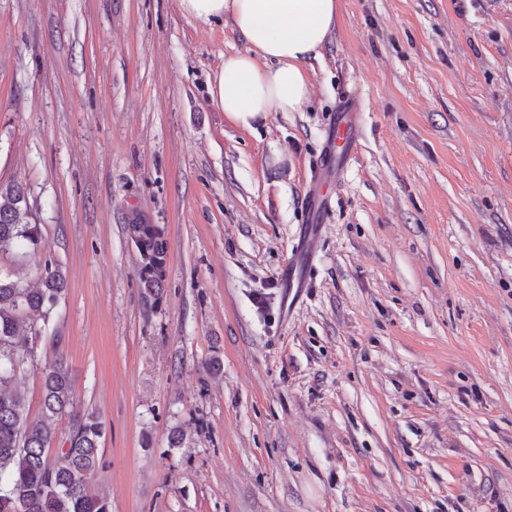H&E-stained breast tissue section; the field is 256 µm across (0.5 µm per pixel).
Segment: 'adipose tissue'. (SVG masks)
<instances>
[{
  "instance_id": "ef3b65f1",
  "label": "adipose tissue",
  "mask_w": 512,
  "mask_h": 512,
  "mask_svg": "<svg viewBox=\"0 0 512 512\" xmlns=\"http://www.w3.org/2000/svg\"><path fill=\"white\" fill-rule=\"evenodd\" d=\"M182 13L207 24L221 18L245 42L210 84L226 120L243 128L274 112H299L309 99L307 63L327 43L338 0H179Z\"/></svg>"
}]
</instances>
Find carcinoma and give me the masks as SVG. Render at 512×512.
<instances>
[{
  "instance_id": "cac0c4a2",
  "label": "carcinoma",
  "mask_w": 512,
  "mask_h": 512,
  "mask_svg": "<svg viewBox=\"0 0 512 512\" xmlns=\"http://www.w3.org/2000/svg\"><path fill=\"white\" fill-rule=\"evenodd\" d=\"M25 188L20 182L0 185V252L38 249L40 230L29 221ZM126 232L140 255L139 280L156 297L165 276L167 245L158 224L130 220ZM67 289L60 265L47 260L40 286L0 277V512H110L103 497L89 491L88 480L101 468L103 423L93 413L73 409L74 379L61 354L42 370L43 407L29 419L16 388L17 378L33 363L31 349L19 336L31 320L48 323ZM68 412L71 427L66 447L50 454L56 419Z\"/></svg>"
}]
</instances>
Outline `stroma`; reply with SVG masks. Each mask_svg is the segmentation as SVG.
<instances>
[{
    "instance_id": "35a3bbf8",
    "label": "stroma",
    "mask_w": 512,
    "mask_h": 512,
    "mask_svg": "<svg viewBox=\"0 0 512 512\" xmlns=\"http://www.w3.org/2000/svg\"><path fill=\"white\" fill-rule=\"evenodd\" d=\"M338 0L299 112L209 84L246 45L178 0H0V184L67 292L20 334L29 417L63 353L111 512H512V0ZM361 114L299 302L280 268L343 95ZM161 225L144 294L130 212ZM181 431L180 446L170 444Z\"/></svg>"
}]
</instances>
